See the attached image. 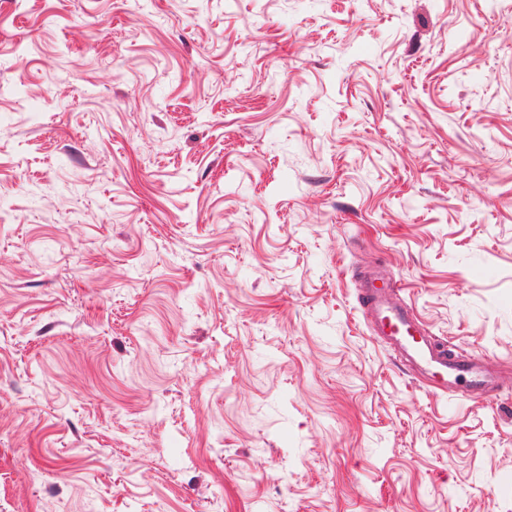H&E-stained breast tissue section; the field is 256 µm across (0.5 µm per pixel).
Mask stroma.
<instances>
[{
    "mask_svg": "<svg viewBox=\"0 0 512 512\" xmlns=\"http://www.w3.org/2000/svg\"><path fill=\"white\" fill-rule=\"evenodd\" d=\"M507 15L0 0V512H512L353 278L512 364Z\"/></svg>",
    "mask_w": 512,
    "mask_h": 512,
    "instance_id": "stroma-1",
    "label": "stroma"
}]
</instances>
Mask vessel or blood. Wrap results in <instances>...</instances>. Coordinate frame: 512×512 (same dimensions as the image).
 <instances>
[{"label": "vessel or blood", "mask_w": 512, "mask_h": 512, "mask_svg": "<svg viewBox=\"0 0 512 512\" xmlns=\"http://www.w3.org/2000/svg\"><path fill=\"white\" fill-rule=\"evenodd\" d=\"M357 284L368 329L415 379L451 397L497 399L501 375L491 357L476 352L459 355L440 346L413 308L397 298L394 284L379 268L363 272Z\"/></svg>", "instance_id": "obj_1"}]
</instances>
